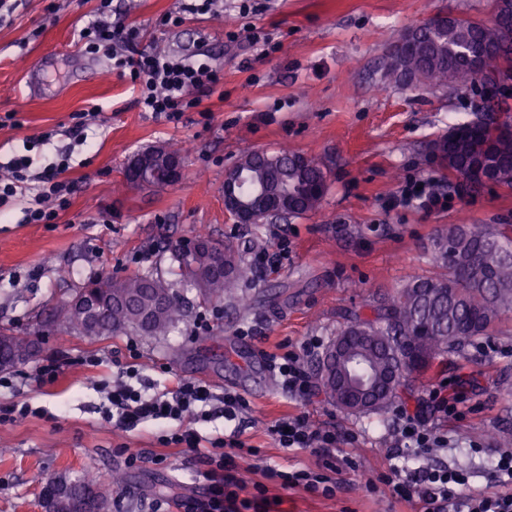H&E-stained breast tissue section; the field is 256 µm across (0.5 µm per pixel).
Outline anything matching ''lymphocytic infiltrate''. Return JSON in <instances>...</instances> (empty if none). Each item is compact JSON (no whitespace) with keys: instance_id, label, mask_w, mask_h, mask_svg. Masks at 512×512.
Here are the masks:
<instances>
[{"instance_id":"lymphocytic-infiltrate-1","label":"lymphocytic infiltrate","mask_w":512,"mask_h":512,"mask_svg":"<svg viewBox=\"0 0 512 512\" xmlns=\"http://www.w3.org/2000/svg\"><path fill=\"white\" fill-rule=\"evenodd\" d=\"M111 3L112 0H98L79 33V42L86 53L110 61L112 70L129 83L141 111L163 113L175 119L197 106L199 95L213 94L222 84L224 74L212 62L207 39H200L193 57L157 51L144 45L138 27L106 20ZM69 168V157L64 154L40 172L42 190L35 206L26 210L27 223H56L60 212L69 208L73 193V184L66 177ZM321 346V340L312 337L299 348L268 355L267 363L289 397L304 400L314 395L316 386L304 360L315 355ZM125 374V380L116 381L107 392L110 407L104 411L103 420L112 429L122 431L161 420L177 422L175 432L160 435L157 441L162 447L193 453L207 482L202 498L186 502L187 512H270L272 501L266 487L256 485L252 496H244L245 486L238 474V459L257 456V449L235 437L207 441L196 429L199 422L211 418L217 402L224 406L225 420L246 422L249 404L243 397L229 390L220 395L202 382L185 379L178 380L166 392L149 397L132 386L131 380L137 375L134 367H127ZM395 416L396 456L407 452L420 455L447 447V434L437 432L419 415L400 407ZM268 432L280 448L311 452L322 457L325 466L321 473L307 468L273 470L270 478L279 479L285 487L335 496L342 486L341 480L331 475L336 468L335 450L343 444H355L356 434L338 433L333 427L314 423L303 415L276 422ZM357 476V488L373 490L380 484L392 487L401 498H418L424 512H512V449L501 451L496 458L494 477L500 486L496 492L470 490L468 476L448 467L409 469L392 463L384 472L361 469Z\"/></svg>"}]
</instances>
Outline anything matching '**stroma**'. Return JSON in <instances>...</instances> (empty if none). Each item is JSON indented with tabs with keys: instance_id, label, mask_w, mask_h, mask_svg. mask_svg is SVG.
<instances>
[{
	"instance_id": "stroma-1",
	"label": "stroma",
	"mask_w": 512,
	"mask_h": 512,
	"mask_svg": "<svg viewBox=\"0 0 512 512\" xmlns=\"http://www.w3.org/2000/svg\"><path fill=\"white\" fill-rule=\"evenodd\" d=\"M239 17L198 15L162 29L157 19L176 11L179 0H112L109 21L141 29L149 46L188 54L207 38L224 73L223 94L201 96L197 107L176 119L141 111L127 83L109 73V62L78 45V32L97 0H22L0 23V115L17 113L20 124L0 127V160L29 152L31 173L42 172L60 151L70 150L67 176L75 184L70 207L54 224L23 223L15 205L0 218V329L34 340L23 364L7 370L13 385L0 388V408L23 402L39 415L0 422V512H44L41 493L50 477H77L90 470L107 491V512H180V502L201 497L205 482L196 459L170 453L165 464L126 466L118 444L159 453L157 427L115 432L104 426L108 406L98 381L112 380L135 360L154 393L190 379L215 392L234 391L252 408V423L239 427L216 412L199 430L207 437L239 436L260 448L263 459H239L247 485L266 484L284 512H420L386 486L354 488L356 474L343 469L350 491L326 498L267 481L263 466L278 470L318 468L307 452H287L266 428L291 414L331 422L356 432V444L337 458L380 472L395 426L393 409L370 415L340 410L325 395L288 399L266 353L300 346L307 338L332 342L351 314L369 315L372 298L394 292L409 278L435 270L434 236L445 226L512 224V190L501 186L458 189L432 163L429 145L452 123L472 118L475 103L450 88H405L381 77L384 52L410 27L440 15L490 18L493 0H252ZM254 26L270 33L278 48L259 56L228 30ZM76 112L95 118L87 142L75 144L67 130ZM50 141H41L46 131ZM183 144L182 180L162 189L127 184L134 155L153 147ZM288 148L320 158L327 192L320 208L275 224L234 223L224 212V173L243 155ZM435 179L446 186V208L426 212L394 206L401 183ZM205 229L216 244L233 243L245 262L278 241L286 259L262 268L239 286L250 309L227 302L201 304L186 291V317L157 339L109 336L92 340L43 327L42 320L73 288L100 275L120 279L154 272L169 283L178 277L167 249ZM498 353L448 356L445 368L413 379L409 410L425 407L431 386L461 383L469 411L447 423L448 446L428 456L465 472L473 489L495 486L496 436L512 435V315L497 325ZM68 352L72 361L58 380L40 388L25 380L43 359ZM95 355L103 363L82 365ZM125 482L112 484L113 472Z\"/></svg>"
}]
</instances>
